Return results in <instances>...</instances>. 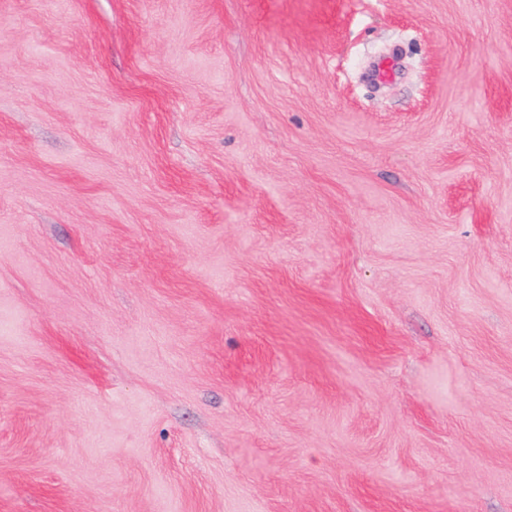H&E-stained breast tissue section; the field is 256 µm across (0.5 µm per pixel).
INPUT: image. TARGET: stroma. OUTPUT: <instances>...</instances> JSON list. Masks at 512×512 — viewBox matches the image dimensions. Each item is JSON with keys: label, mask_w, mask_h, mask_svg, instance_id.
I'll use <instances>...</instances> for the list:
<instances>
[{"label": "stroma", "mask_w": 512, "mask_h": 512, "mask_svg": "<svg viewBox=\"0 0 512 512\" xmlns=\"http://www.w3.org/2000/svg\"><path fill=\"white\" fill-rule=\"evenodd\" d=\"M0 512H512V0H0Z\"/></svg>", "instance_id": "obj_1"}]
</instances>
